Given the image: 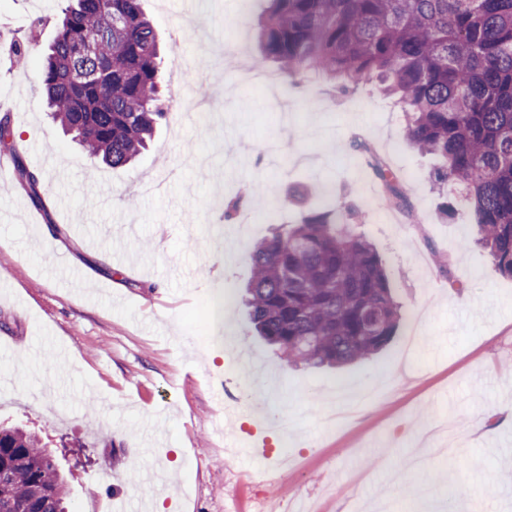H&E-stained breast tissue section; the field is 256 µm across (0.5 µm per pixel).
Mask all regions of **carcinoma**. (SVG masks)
Segmentation results:
<instances>
[{"label":"carcinoma","instance_id":"obj_1","mask_svg":"<svg viewBox=\"0 0 512 512\" xmlns=\"http://www.w3.org/2000/svg\"><path fill=\"white\" fill-rule=\"evenodd\" d=\"M45 57L52 118L87 155L130 164L166 118L157 33L142 0H66ZM260 57L286 77L376 79L410 114L407 142L435 156L434 185H463L478 242L512 278V0H266ZM19 181L35 203L39 178ZM387 182L393 206L407 193ZM331 203L279 225L252 253L245 303L283 361L344 367L379 354L407 321L373 244ZM67 486L34 433L0 425V512H67Z\"/></svg>","mask_w":512,"mask_h":512}]
</instances>
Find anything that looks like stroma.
<instances>
[{
  "mask_svg": "<svg viewBox=\"0 0 512 512\" xmlns=\"http://www.w3.org/2000/svg\"><path fill=\"white\" fill-rule=\"evenodd\" d=\"M163 52L167 118L126 169L88 158L49 117L42 60L56 0H0V117L19 135L42 205L0 174V422L42 429L73 474L68 512H512V279L469 236L456 185L378 82L289 79L291 124L249 72L265 0H142ZM246 37L230 47V26ZM22 40L25 64L9 44ZM254 98L244 108L245 98ZM366 150H359V143ZM52 156L55 169L43 166ZM386 165L413 205L379 222ZM299 223L331 198L353 206L404 308L426 312L408 374L386 383L408 332L359 366L294 368L256 338L241 302L250 251L272 225L240 229L224 203ZM455 213H440L442 202ZM461 276L463 287L449 275ZM224 292V320L205 302ZM385 384L357 421L320 420L342 391ZM249 397L256 411L236 413Z\"/></svg>",
  "mask_w": 512,
  "mask_h": 512,
  "instance_id": "1",
  "label": "stroma"
}]
</instances>
